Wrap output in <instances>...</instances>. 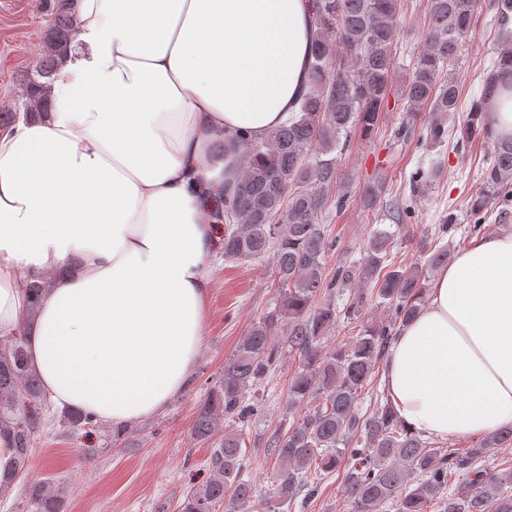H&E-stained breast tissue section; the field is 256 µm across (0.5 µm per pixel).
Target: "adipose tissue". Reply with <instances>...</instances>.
Instances as JSON below:
<instances>
[{
  "label": "adipose tissue",
  "mask_w": 512,
  "mask_h": 512,
  "mask_svg": "<svg viewBox=\"0 0 512 512\" xmlns=\"http://www.w3.org/2000/svg\"><path fill=\"white\" fill-rule=\"evenodd\" d=\"M51 108L0 131V336L44 392L115 428L182 393L240 157L307 91L308 0H76ZM50 284L32 294L31 282ZM383 382L438 439L512 424V231L438 268Z\"/></svg>",
  "instance_id": "ef3b65f1"
}]
</instances>
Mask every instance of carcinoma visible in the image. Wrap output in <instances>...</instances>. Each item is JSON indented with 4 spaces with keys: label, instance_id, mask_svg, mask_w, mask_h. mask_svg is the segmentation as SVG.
Masks as SVG:
<instances>
[{
    "label": "carcinoma",
    "instance_id": "1",
    "mask_svg": "<svg viewBox=\"0 0 512 512\" xmlns=\"http://www.w3.org/2000/svg\"><path fill=\"white\" fill-rule=\"evenodd\" d=\"M479 0H429L427 33L417 51L412 76L401 97L412 112L425 113L418 141L430 148L448 141L444 116L459 111L460 91L447 67L467 38ZM401 0H314L308 91L299 110L261 142L239 138L243 158L235 195L224 197V260L261 261L268 257L280 304L254 324L235 353L224 361V374L199 406L193 435L210 439L223 418L243 423L261 410L246 394L266 376L278 345L272 329L284 326L288 347L300 366L288 387V409L305 408L285 433L269 443L284 468L264 500L265 512L291 506L297 495L307 506L322 477L344 469V494L353 512H512V466H488L495 448L512 447V426L487 435L471 448H441L411 432L393 411L389 395L375 394L373 409L358 408L359 398L375 379L376 365L396 331L419 313L428 270L448 264L451 251L441 243L449 224H440L423 264L401 266L391 257L394 234L376 229L365 240L363 261L337 269L327 279L325 267L336 249L322 224L331 205L341 209L348 188L338 169V153L357 128L370 135L381 120L397 68L391 47L397 36ZM45 50L26 84V112H45L44 89L73 41L72 0H55ZM512 78V43L501 44L486 71L479 97L460 127L456 146L488 144L481 183L469 204L475 224L467 237L486 230L478 223L488 206L512 192V137L488 133L485 104L495 88ZM443 169L432 160L418 167L412 186L427 190ZM385 185L366 182L357 197L365 210L380 206ZM389 219L402 227L414 220V208L395 205ZM374 284L371 297L388 308L390 319L368 326L326 351L323 339L336 325L337 310L326 293L353 288L343 315L358 317L367 297L357 290ZM26 338L15 336L0 346V434L11 437L14 471L0 480L6 498L18 476L30 466V443L38 429L37 412L26 407L42 399L40 380L29 366ZM246 467L241 437L224 434L210 456V477L186 493L180 512H251L253 484L243 479ZM26 512H61L49 482L28 489Z\"/></svg>",
    "mask_w": 512,
    "mask_h": 512
}]
</instances>
